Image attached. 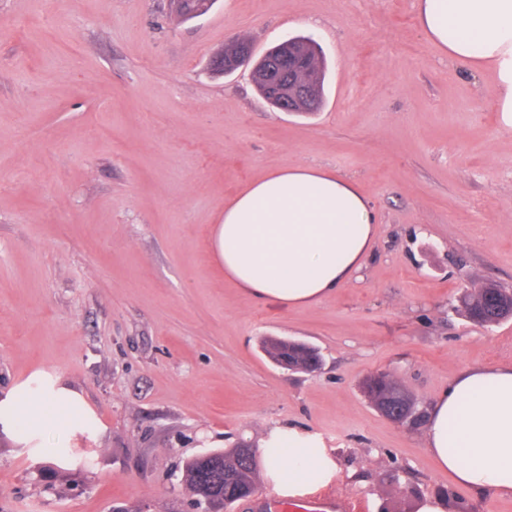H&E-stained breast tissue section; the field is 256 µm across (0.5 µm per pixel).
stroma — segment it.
Wrapping results in <instances>:
<instances>
[{"instance_id":"obj_1","label":"stroma","mask_w":512,"mask_h":512,"mask_svg":"<svg viewBox=\"0 0 512 512\" xmlns=\"http://www.w3.org/2000/svg\"><path fill=\"white\" fill-rule=\"evenodd\" d=\"M324 50V103L273 108L249 68L294 36ZM490 77L441 56L417 0H215L181 21L168 0H0V393L43 371L99 421L61 456L0 434V512H194L184 461L288 426L338 475L311 488L361 512H512V494L452 484L425 425L364 394L383 372L419 409L463 368L512 363V319L455 299L512 292V130ZM290 164L354 180L376 215L355 278L320 303L258 302L210 252L224 203ZM316 347L278 367L264 338ZM233 50V46L228 45L224 48L226 51ZM234 51L226 53L221 59L224 60V70L220 64L217 63L220 69H215L217 72L231 74L238 70L240 67L248 66L252 63L254 58V48L252 43L246 40H238ZM494 296L498 295L494 292ZM493 295L488 296L485 300L484 298L482 300H479L475 303L472 302L473 294L472 293H464L461 297H459V302L461 303V307L463 313L466 317L469 318V316L473 315L476 311L481 309L482 315H483V322L484 323H491L498 324L502 321L508 320L505 319L508 316V313L510 312L511 308H507L506 310L500 309V306L496 309V306L494 304L495 297Z\"/></svg>"}]
</instances>
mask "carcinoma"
<instances>
[{
  "mask_svg": "<svg viewBox=\"0 0 512 512\" xmlns=\"http://www.w3.org/2000/svg\"><path fill=\"white\" fill-rule=\"evenodd\" d=\"M473 294L465 293L459 297L461 309L469 317L481 311L483 322L498 324L507 318L509 310L495 306V297L472 302ZM264 351L278 360L284 353L292 352V358L303 365V370L315 369L320 361L317 350L305 343L288 346L284 340L267 338L263 341ZM394 380L385 373H377L362 382L366 396L377 401L382 398ZM252 444L245 440L237 442L235 447L217 450L206 456L197 457L186 462L184 483L186 490L195 500V506L204 512H221L228 505L237 501V497L256 492V475L258 461L256 453L248 448Z\"/></svg>",
  "mask_w": 512,
  "mask_h": 512,
  "instance_id": "1",
  "label": "carcinoma"
}]
</instances>
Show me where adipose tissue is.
<instances>
[{
  "label": "adipose tissue",
  "mask_w": 512,
  "mask_h": 512,
  "mask_svg": "<svg viewBox=\"0 0 512 512\" xmlns=\"http://www.w3.org/2000/svg\"><path fill=\"white\" fill-rule=\"evenodd\" d=\"M419 23L449 60L489 73L502 129L512 130V0H419ZM368 199L350 179L289 166L248 183L224 204L211 249L244 294L281 308L319 303L363 267L375 233ZM424 446L453 484L512 493V364L462 369L427 411ZM97 419L76 390L47 375L0 397V426L27 447H69ZM278 495L330 483L337 465L296 430L262 448Z\"/></svg>",
  "instance_id": "1"
}]
</instances>
